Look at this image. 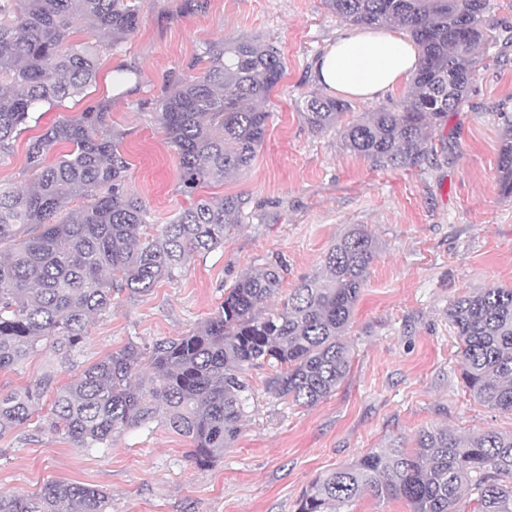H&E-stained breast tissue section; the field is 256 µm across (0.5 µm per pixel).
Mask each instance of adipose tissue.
Segmentation results:
<instances>
[{
    "mask_svg": "<svg viewBox=\"0 0 512 512\" xmlns=\"http://www.w3.org/2000/svg\"><path fill=\"white\" fill-rule=\"evenodd\" d=\"M419 65V53L402 31L349 27L315 60L313 79L336 94L372 98L408 84Z\"/></svg>",
    "mask_w": 512,
    "mask_h": 512,
    "instance_id": "ef3b65f1",
    "label": "adipose tissue"
}]
</instances>
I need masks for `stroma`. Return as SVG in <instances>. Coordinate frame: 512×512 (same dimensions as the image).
Masks as SVG:
<instances>
[{
    "label": "stroma",
    "instance_id": "35a3bbf8",
    "mask_svg": "<svg viewBox=\"0 0 512 512\" xmlns=\"http://www.w3.org/2000/svg\"><path fill=\"white\" fill-rule=\"evenodd\" d=\"M137 31L101 52L95 82L63 106L38 107L0 155V184L27 186V145L54 122L109 100L129 163L127 185L154 223H168L190 200L179 187V157L158 121L160 99L193 73L205 48L253 40L277 47L285 72L265 109L263 144L251 168L199 188L197 197L248 200L224 243L192 255L182 275L145 295L112 297L74 359L76 370L128 342L151 344L188 334L220 308L224 292L247 272L282 264L280 296L319 272L350 226L378 243L347 341L351 369L327 399L298 406L275 398L270 367L249 369V416L235 442L198 466L189 438L163 420L112 435L111 447L87 452L61 434L39 431L51 397L28 427L0 438V493L31 494L51 480L91 484L108 493V512H298L303 491L392 437L426 426L460 436L512 431V415L466 391L448 307L478 288L512 287V195L500 191L498 156L512 113V0H489L486 18L499 36L482 58L467 98L436 133L445 151L423 168L380 169L345 151L335 131H312L300 115L316 90L312 65L345 27L324 0H139ZM138 73L121 97L119 67Z\"/></svg>",
    "mask_w": 512,
    "mask_h": 512
}]
</instances>
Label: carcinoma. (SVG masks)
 I'll list each match as a JSON object with an SVG mask.
<instances>
[{
    "instance_id": "1",
    "label": "carcinoma",
    "mask_w": 512,
    "mask_h": 512,
    "mask_svg": "<svg viewBox=\"0 0 512 512\" xmlns=\"http://www.w3.org/2000/svg\"><path fill=\"white\" fill-rule=\"evenodd\" d=\"M354 24L396 23L418 46L421 63L407 99L365 119L341 122L349 105L317 92L302 117L314 131L334 129L343 148L379 167L413 168L436 147L434 134L471 88L477 49L496 36L487 0H325ZM88 38L72 44L75 27ZM139 26L136 0H0V152L35 107L56 106L96 80L100 49L112 51ZM202 72L180 79L160 103L159 120L180 156L186 196L206 182L248 170L263 143L269 113L261 104L284 75L280 51L238 41L206 48ZM108 105L58 122L28 145L33 181L0 187V370L47 346L54 365L73 353L95 316L112 311V292L144 295L178 277L190 253L224 243L247 199H200L156 230L126 184L128 162ZM58 145L67 152L48 164ZM500 188L512 195V133L499 150ZM77 198L89 204L73 209ZM377 250L354 227L324 255L322 271L302 279L277 308L256 314L280 288L279 266L239 278L217 313L185 336L148 349L129 343L83 368L64 385L48 370L0 394V438L28 424L35 403L53 394L43 428L87 451L109 448L112 433L156 417L191 439L195 463L224 454L246 421L253 389L246 373L268 365V389L297 405L330 396L350 371L345 336ZM461 375L479 403L512 413V288L477 289L451 304ZM151 374L141 377L143 361ZM403 499L412 512H512V432L458 438L424 427L408 449L392 438L353 463L315 479L299 512H345L363 494ZM107 494L92 485L50 481L29 496L0 493V512H105Z\"/></svg>"
}]
</instances>
